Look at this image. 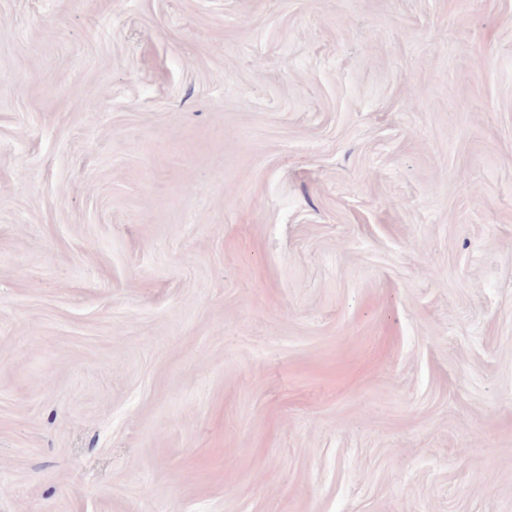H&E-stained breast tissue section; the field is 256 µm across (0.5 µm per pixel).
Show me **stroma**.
Returning <instances> with one entry per match:
<instances>
[{
	"mask_svg": "<svg viewBox=\"0 0 512 512\" xmlns=\"http://www.w3.org/2000/svg\"><path fill=\"white\" fill-rule=\"evenodd\" d=\"M0 512H512V0H0Z\"/></svg>",
	"mask_w": 512,
	"mask_h": 512,
	"instance_id": "35a3bbf8",
	"label": "stroma"
}]
</instances>
